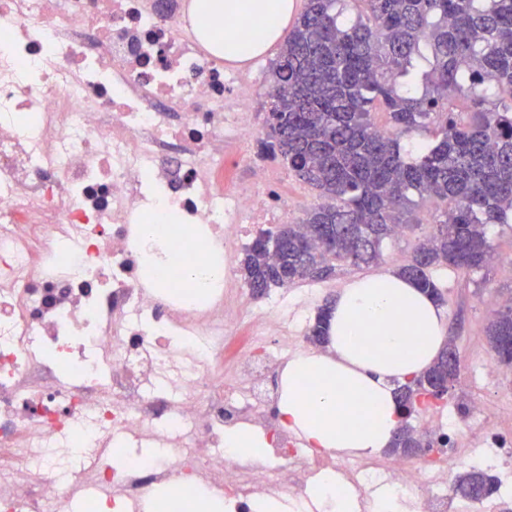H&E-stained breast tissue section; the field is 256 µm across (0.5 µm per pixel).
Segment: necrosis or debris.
Segmentation results:
<instances>
[{
	"mask_svg": "<svg viewBox=\"0 0 512 512\" xmlns=\"http://www.w3.org/2000/svg\"><path fill=\"white\" fill-rule=\"evenodd\" d=\"M256 80L209 51L180 0H0V512H146L160 484L183 512L202 482L247 512L325 477L362 504L388 486L414 512H465L444 466L457 423L487 467L512 461L482 409L421 417L436 468L318 455L280 426L273 382L303 312L252 303L235 259L251 225L294 207L258 161L224 186L227 145L248 155L256 135ZM170 213L166 248L196 244L193 265L224 270L203 289L143 271V228ZM232 297L261 338L228 367ZM242 422L269 434L264 455L225 451ZM147 445L164 453L146 471L115 454Z\"/></svg>",
	"mask_w": 512,
	"mask_h": 512,
	"instance_id": "1",
	"label": "necrosis or debris"
}]
</instances>
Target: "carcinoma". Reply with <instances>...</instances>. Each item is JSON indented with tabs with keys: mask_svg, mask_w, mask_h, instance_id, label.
<instances>
[{
	"mask_svg": "<svg viewBox=\"0 0 512 512\" xmlns=\"http://www.w3.org/2000/svg\"><path fill=\"white\" fill-rule=\"evenodd\" d=\"M273 84L262 151L280 158L319 192L298 224H280L246 248L252 294L326 273L335 261L372 266L383 242L408 222L412 197L445 205L436 231L419 242L399 274L435 301L444 295L432 268L463 276L492 264L493 224H512V0H304L272 63ZM466 97L469 112L453 100ZM388 112L392 130L372 112ZM433 128L429 145L404 148L400 137ZM329 304L307 339L323 344ZM495 357L512 358V302L486 329ZM459 357L438 359L397 392L404 406L392 448L409 455L430 447L408 424L427 385L455 388ZM496 490L471 468L455 494L472 501Z\"/></svg>",
	"mask_w": 512,
	"mask_h": 512,
	"instance_id": "1",
	"label": "carcinoma"
}]
</instances>
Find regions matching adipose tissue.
<instances>
[{
	"mask_svg": "<svg viewBox=\"0 0 512 512\" xmlns=\"http://www.w3.org/2000/svg\"><path fill=\"white\" fill-rule=\"evenodd\" d=\"M292 0H202V16L245 17L255 28L248 46L228 27L211 41L216 55L244 59L278 42ZM447 317L413 281L386 274L343 288L332 305L324 349L297 353L280 381L281 426L307 447L370 457L388 448L399 422L395 384L436 358Z\"/></svg>",
	"mask_w": 512,
	"mask_h": 512,
	"instance_id": "1",
	"label": "adipose tissue"
}]
</instances>
